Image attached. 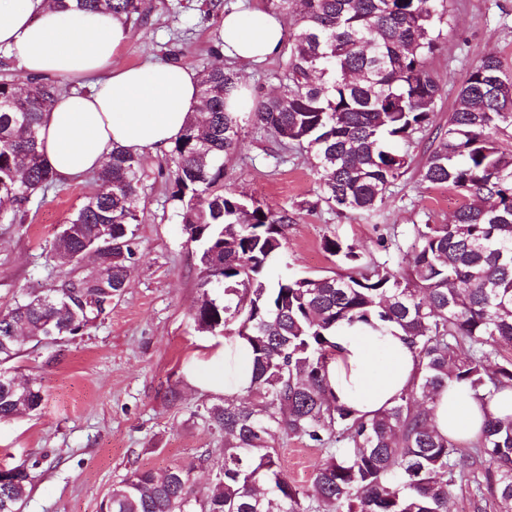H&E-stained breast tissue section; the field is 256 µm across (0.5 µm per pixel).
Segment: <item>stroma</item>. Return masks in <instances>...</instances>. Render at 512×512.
Masks as SVG:
<instances>
[{
	"mask_svg": "<svg viewBox=\"0 0 512 512\" xmlns=\"http://www.w3.org/2000/svg\"><path fill=\"white\" fill-rule=\"evenodd\" d=\"M148 24L130 27L120 61L146 60L200 68L227 64L213 55L221 21L208 15L202 0H149ZM454 29L432 68L446 93L434 127L419 133L407 152L421 164L436 127L446 126L456 90L471 65L496 52L512 71V0H452ZM287 51L257 64L237 63L253 92L279 91ZM263 130L243 123L240 148L224 167L225 187L287 211L286 259L298 275L343 271L344 264L322 247L338 236L356 247L368 264H395L397 244L414 225L450 223L463 197L452 189L421 184L408 171L391 189L385 207L371 219L336 214L317 204L318 176L310 153H288L275 163ZM138 261L111 313L88 333L48 348L25 343L12 364L21 379L38 378L45 400L37 415L0 423V466L30 472L33 489L24 512H99L103 496L137 469L180 466L190 470L198 493H205L224 461V435L209 425L205 410L224 396L192 386L187 370L209 360L224 338L197 329L192 313L203 295L201 246L192 241L171 198V151L144 154ZM93 175L59 184L32 198L21 222H0V309L30 293L60 285L69 269L47 258L70 213L99 191ZM288 476L308 484L324 461L322 449L296 438L279 442Z\"/></svg>",
	"mask_w": 512,
	"mask_h": 512,
	"instance_id": "obj_1",
	"label": "stroma"
}]
</instances>
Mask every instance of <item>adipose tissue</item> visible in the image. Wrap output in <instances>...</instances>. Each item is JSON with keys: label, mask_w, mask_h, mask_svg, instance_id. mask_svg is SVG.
I'll return each mask as SVG.
<instances>
[{"label": "adipose tissue", "mask_w": 512, "mask_h": 512, "mask_svg": "<svg viewBox=\"0 0 512 512\" xmlns=\"http://www.w3.org/2000/svg\"><path fill=\"white\" fill-rule=\"evenodd\" d=\"M282 17L263 9L226 14L219 31L226 56L255 63L277 54L287 36ZM122 19L58 9L54 0H0V47L32 78L60 76L76 82L46 112L40 150L57 181L66 183L98 170L120 147L134 155L160 154L182 134L201 106L198 76L172 62L124 66L114 58L127 46ZM336 358L327 382L339 403L371 415L391 407L410 389L417 357L395 327L356 323L337 329ZM214 355L223 362L206 375L190 373L200 388L237 397L252 384L250 346L232 337ZM438 430L457 440L479 436L487 417L512 415V388L494 397H476L449 382L434 407Z\"/></svg>", "instance_id": "adipose-tissue-1"}]
</instances>
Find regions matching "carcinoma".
I'll return each instance as SVG.
<instances>
[{"instance_id": "obj_1", "label": "carcinoma", "mask_w": 512, "mask_h": 512, "mask_svg": "<svg viewBox=\"0 0 512 512\" xmlns=\"http://www.w3.org/2000/svg\"><path fill=\"white\" fill-rule=\"evenodd\" d=\"M145 22L144 0H55ZM450 0H265L280 15L299 14L277 96L230 112L240 82L230 67L198 73L202 111L175 143L171 197L200 243L204 299L197 328L229 332L251 347V405L224 401L206 409L224 434V463L203 498L189 471L137 469L102 498L100 512H448L465 482L486 483L512 500V417H491L461 444L433 421L437 397L455 380L476 396L512 387V73L489 51L468 71L446 128L419 168L429 187L458 191L465 203L450 224H416L400 261L359 270L351 245L326 237L323 249L349 264L334 276H299L283 262L288 212L224 189V161L253 122L280 148L314 153L317 200L339 214L369 218L390 198L410 160L404 147L433 122L444 85L431 62L450 29ZM58 88L0 75V204L10 222L32 197L56 184L39 151V130ZM141 160L122 149L95 172L111 190L85 198L51 244V258L94 271L26 296L0 311V335L18 328L38 344L77 336L112 311L136 261ZM397 326L418 356L412 388L371 417L338 403L326 379L331 336L344 324ZM22 342L0 346V372L21 357ZM42 386L0 385V421L41 411ZM294 437L327 456L308 486L288 478L275 441ZM339 447L329 451L330 445ZM32 486L23 467L0 480V512H23Z\"/></svg>"}]
</instances>
